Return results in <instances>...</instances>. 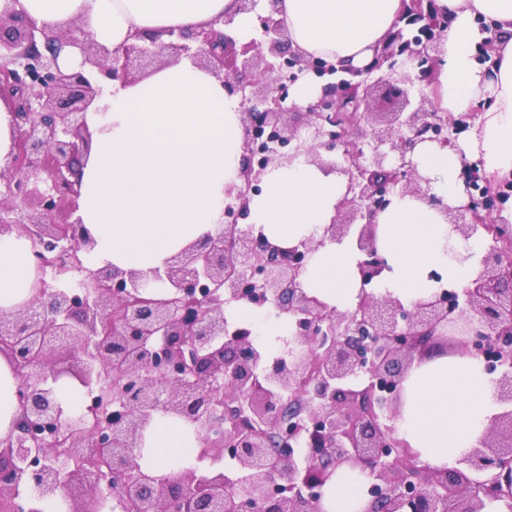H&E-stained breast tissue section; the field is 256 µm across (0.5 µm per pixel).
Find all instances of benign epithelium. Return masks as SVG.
I'll list each match as a JSON object with an SVG mask.
<instances>
[{
  "label": "benign epithelium",
  "mask_w": 512,
  "mask_h": 512,
  "mask_svg": "<svg viewBox=\"0 0 512 512\" xmlns=\"http://www.w3.org/2000/svg\"><path fill=\"white\" fill-rule=\"evenodd\" d=\"M267 2L259 17L266 55L255 41L237 48L231 15L207 32L171 28L167 42L152 37L112 50L76 23L50 36L21 15L0 17V90L18 100L17 148L0 166V234L26 235L42 273L82 267L79 253L92 245L80 219L59 224L56 215L76 211V161L88 151L86 112L101 95L99 78L127 83L136 78L133 67L168 55L192 59L231 93L244 91L246 74L254 86L241 118L243 184L226 190L233 203L224 209V231L187 247L150 280L112 266L89 272L80 293L41 279L28 303L0 311V352L20 377L21 416L0 439V502L9 512H43L57 498L68 512H104L108 501L114 512H323L324 488L344 465L368 485L364 512H483L487 500L512 512V495L502 490L512 483V229L495 223L497 195L476 167L462 172L467 204L443 208L462 238L480 226L493 241L470 285L410 307L365 290L386 266L376 246L377 214L395 194L427 196L428 179L407 153L426 139L451 140L442 135L448 114L425 95L417 111L393 113L397 128L360 140L355 130L374 112L371 87L357 77L387 69L376 85L406 106L403 86L432 83L448 15L435 0H408L372 61L344 70L347 77L308 103L303 140L288 125V84L338 69L286 52L279 0ZM65 46L90 70L62 71L57 57ZM300 156L346 178L343 218L324 236L340 241L357 233L364 290L352 311L330 310L304 288L307 256L322 242L282 249L237 229L268 168ZM18 199L35 202L37 212L18 209ZM151 280L166 292L155 296ZM241 301L268 304L293 322L284 354L269 356L247 326L229 322L224 306ZM456 329L459 352L481 357L489 373L500 371L502 410L462 466L414 467L390 425L402 381L414 354L436 350ZM63 375L90 392L109 384L112 401L97 405L96 423L82 413L63 416L50 386ZM158 412L196 425L200 457L227 454L232 468L144 471L143 432ZM87 484L89 500L75 494ZM26 489L34 495H22Z\"/></svg>",
  "instance_id": "7a95c632"
}]
</instances>
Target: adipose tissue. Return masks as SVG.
<instances>
[{"label": "adipose tissue", "mask_w": 512, "mask_h": 512, "mask_svg": "<svg viewBox=\"0 0 512 512\" xmlns=\"http://www.w3.org/2000/svg\"><path fill=\"white\" fill-rule=\"evenodd\" d=\"M266 2L242 12L237 0H0V15L21 13L51 34L75 22L113 49L169 28L204 30L228 14L238 42L246 44ZM436 3L450 22L431 95L441 111L457 118L472 113L476 120L457 145L419 142L413 161L429 180V199L394 196L377 217V247L386 259L379 289L407 306L444 287L462 290L481 268L485 232L462 238L442 212L465 201L463 162L477 163L492 182L512 177V0ZM279 7L293 48L360 68L392 32L403 0H281ZM488 43L495 60L489 70L477 60ZM240 111L238 96L187 59L125 85L104 84L86 115L91 146L77 211L95 241L90 269L112 265L148 276L220 232L225 191L241 183ZM344 193V178L319 165L277 163L264 189L251 196L247 215L280 247L318 241L304 287L339 311L354 309L361 293L354 238H323ZM34 282L30 240L0 236V310L26 303ZM499 410L483 364L458 353L423 360L405 375L395 428L424 462L444 469L478 445ZM197 448L191 423L159 414L145 433L140 463L170 475L172 460ZM366 505L357 471L339 469L324 490L325 512H363Z\"/></svg>", "instance_id": "adipose-tissue-1"}]
</instances>
